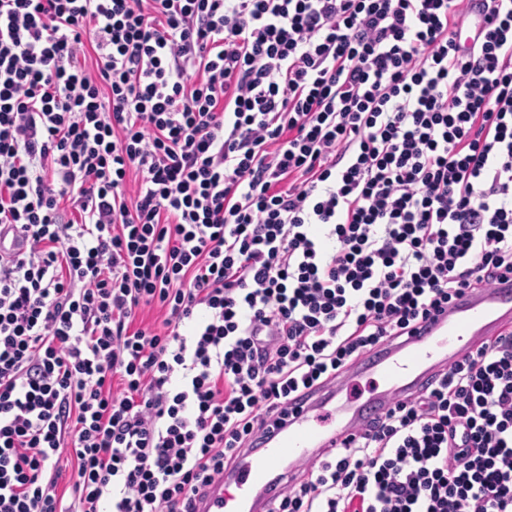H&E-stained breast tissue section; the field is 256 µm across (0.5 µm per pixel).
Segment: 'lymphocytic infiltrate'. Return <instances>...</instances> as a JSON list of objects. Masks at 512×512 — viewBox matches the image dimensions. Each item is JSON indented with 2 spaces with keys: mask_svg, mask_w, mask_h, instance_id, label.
Listing matches in <instances>:
<instances>
[{
  "mask_svg": "<svg viewBox=\"0 0 512 512\" xmlns=\"http://www.w3.org/2000/svg\"><path fill=\"white\" fill-rule=\"evenodd\" d=\"M1 235L0 512H194L512 278V0H0ZM273 512H512V334Z\"/></svg>",
  "mask_w": 512,
  "mask_h": 512,
  "instance_id": "obj_1",
  "label": "lymphocytic infiltrate"
}]
</instances>
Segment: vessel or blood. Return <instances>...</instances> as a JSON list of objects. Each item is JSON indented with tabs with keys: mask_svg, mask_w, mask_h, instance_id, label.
<instances>
[{
	"mask_svg": "<svg viewBox=\"0 0 512 512\" xmlns=\"http://www.w3.org/2000/svg\"><path fill=\"white\" fill-rule=\"evenodd\" d=\"M509 330L512 280L466 293L447 313L428 321L424 330L388 341L380 355L346 380L349 390L360 376H372L374 388L368 398L350 396L330 409L307 401L292 403L282 423L266 433L261 448L242 453L233 469L215 479L197 502V512H271L274 485L287 481L296 465L314 461L320 448L384 414L394 399L416 395L433 374L461 354Z\"/></svg>",
	"mask_w": 512,
	"mask_h": 512,
	"instance_id": "1",
	"label": "vessel or blood"
}]
</instances>
